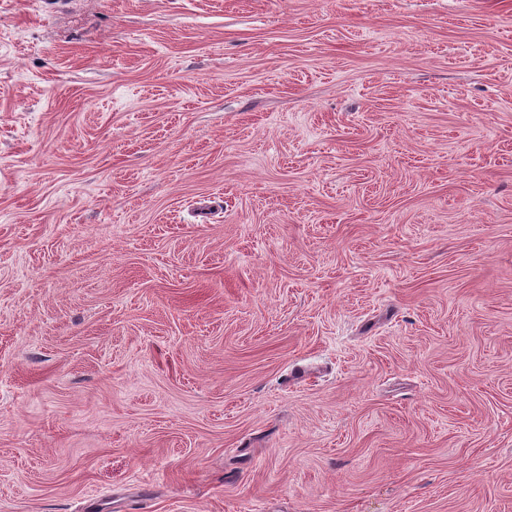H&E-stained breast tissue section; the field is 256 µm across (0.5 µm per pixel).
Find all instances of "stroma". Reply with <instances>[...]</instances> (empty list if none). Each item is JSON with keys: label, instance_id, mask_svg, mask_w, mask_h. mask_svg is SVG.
<instances>
[{"label": "stroma", "instance_id": "35a3bbf8", "mask_svg": "<svg viewBox=\"0 0 512 512\" xmlns=\"http://www.w3.org/2000/svg\"><path fill=\"white\" fill-rule=\"evenodd\" d=\"M0 512H512V0H0Z\"/></svg>", "mask_w": 512, "mask_h": 512}]
</instances>
